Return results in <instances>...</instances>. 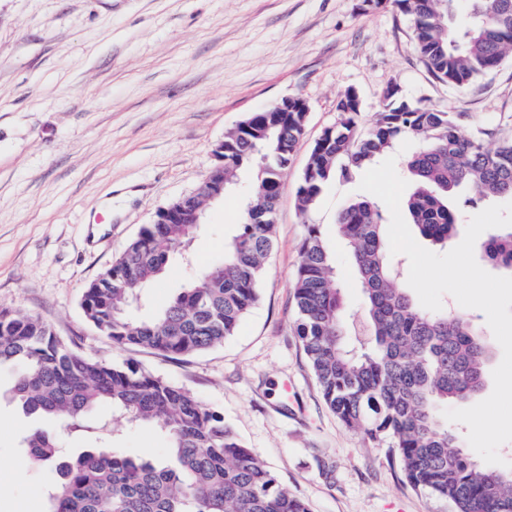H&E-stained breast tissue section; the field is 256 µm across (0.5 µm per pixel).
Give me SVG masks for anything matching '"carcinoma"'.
<instances>
[{
    "instance_id": "obj_1",
    "label": "carcinoma",
    "mask_w": 512,
    "mask_h": 512,
    "mask_svg": "<svg viewBox=\"0 0 512 512\" xmlns=\"http://www.w3.org/2000/svg\"><path fill=\"white\" fill-rule=\"evenodd\" d=\"M413 19L416 49L440 81L464 87L499 65L512 48V10L500 0H469L468 20L450 27L454 0H395ZM385 95L366 132L348 95L336 103V122L313 146L298 187L307 213L336 162L360 170L403 138L418 141L404 161L414 184L406 208L421 237L446 248L457 241L460 215L452 205L512 197V131L481 127L460 132L466 113L436 110ZM307 113L271 105L250 113L224 135V190L237 172L256 170L246 215L224 257L201 270L151 318L133 305L143 288L164 276L173 255L193 238L196 224H145L112 265L85 289L86 320L118 347L191 355L221 346L259 299L274 242L281 173L287 169ZM380 206L357 200L339 215L336 237L357 273L364 315L345 314L344 286L320 225H307L291 281L297 336L329 409L350 430L386 441L389 457L417 492L452 504L454 512H512V473L479 463L448 428L441 410L469 407L485 386L491 348L479 318L464 310L432 312L405 288L401 262L391 254ZM481 261L512 273V230L491 232L476 246ZM13 373L0 397L24 415L48 423L23 439L33 465L54 473L44 512H309L282 486L214 408L191 391L132 362L85 356L42 318L0 311V370ZM110 408L129 423H150L168 442L161 459L97 447L61 459V433L112 436L111 420L92 421Z\"/></svg>"
}]
</instances>
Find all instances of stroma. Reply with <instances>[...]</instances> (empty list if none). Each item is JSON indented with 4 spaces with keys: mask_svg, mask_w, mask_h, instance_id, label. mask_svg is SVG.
<instances>
[{
    "mask_svg": "<svg viewBox=\"0 0 512 512\" xmlns=\"http://www.w3.org/2000/svg\"><path fill=\"white\" fill-rule=\"evenodd\" d=\"M444 112L464 133L512 127V52L464 88L435 79L413 23L392 0H0V309L41 316L72 348L124 362L184 387L224 416L310 512H452L415 492L387 447L330 411L296 336L290 290L310 224L320 225L346 285V311L363 296L336 218L364 196L361 173L334 175L308 213L296 192L306 159L355 91L368 130L388 86ZM308 107L281 176L275 244L259 300L223 346L190 356L116 347L86 320V285L108 268L157 209L193 191L214 146L251 112L284 98ZM255 174L209 203L188 259L142 292L137 313L162 308L224 255ZM0 402V512H43L51 473L20 465L35 429ZM113 447L163 457L151 425L121 426Z\"/></svg>",
    "mask_w": 512,
    "mask_h": 512,
    "instance_id": "1",
    "label": "stroma"
}]
</instances>
